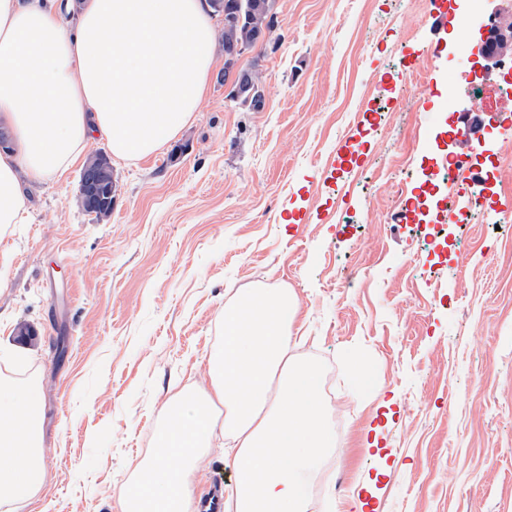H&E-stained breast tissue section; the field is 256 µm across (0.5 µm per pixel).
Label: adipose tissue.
<instances>
[{"mask_svg":"<svg viewBox=\"0 0 512 512\" xmlns=\"http://www.w3.org/2000/svg\"><path fill=\"white\" fill-rule=\"evenodd\" d=\"M204 0H0V224H19L23 185L64 174L100 139L120 161L142 159L195 117L214 65ZM297 303L262 289L226 306L209 363L212 392L169 408L121 512H197L188 477L216 432L233 441L236 512H306L309 484L336 445L322 377L288 360ZM36 385L0 384V497L32 496L38 462ZM226 409L223 423L211 415Z\"/></svg>","mask_w":512,"mask_h":512,"instance_id":"1","label":"adipose tissue"}]
</instances>
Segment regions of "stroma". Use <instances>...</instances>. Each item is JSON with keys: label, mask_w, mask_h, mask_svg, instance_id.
<instances>
[{"label": "stroma", "mask_w": 512, "mask_h": 512, "mask_svg": "<svg viewBox=\"0 0 512 512\" xmlns=\"http://www.w3.org/2000/svg\"><path fill=\"white\" fill-rule=\"evenodd\" d=\"M274 13L240 59L262 110L230 99L216 51L195 119L157 153L113 162L109 218L82 209L75 167L28 187L25 223L0 224V382L40 388L47 472L0 512H120L168 408L209 392L225 305L259 288L296 300L288 355L318 365L325 421L344 424L315 512L330 499L339 512H512L504 71L475 32L437 26L427 0H274ZM463 41L481 88L446 111ZM451 153L488 187L469 224L443 219L461 186L428 181ZM22 323L35 334L20 341ZM190 490L232 492L230 458L213 450Z\"/></svg>", "instance_id": "stroma-1"}]
</instances>
